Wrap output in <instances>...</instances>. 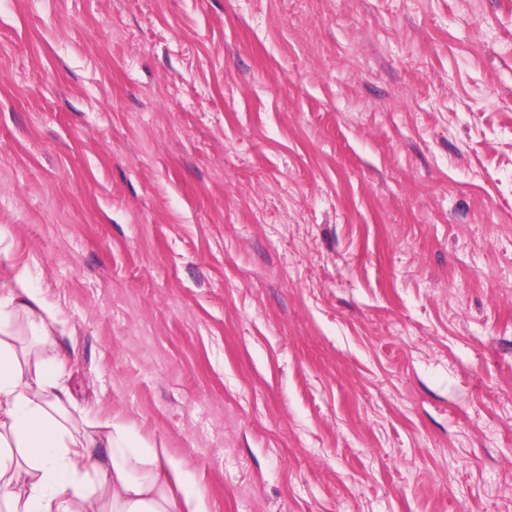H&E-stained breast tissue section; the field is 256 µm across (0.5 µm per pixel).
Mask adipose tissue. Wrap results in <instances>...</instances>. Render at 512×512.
Segmentation results:
<instances>
[{"mask_svg":"<svg viewBox=\"0 0 512 512\" xmlns=\"http://www.w3.org/2000/svg\"><path fill=\"white\" fill-rule=\"evenodd\" d=\"M18 310L40 343L57 325L25 274L0 282V512H204L166 449L131 452L107 421L92 433L76 426L64 359L46 371L17 353Z\"/></svg>","mask_w":512,"mask_h":512,"instance_id":"ef3b65f1","label":"adipose tissue"}]
</instances>
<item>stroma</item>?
<instances>
[{
  "label": "stroma",
  "instance_id": "1",
  "mask_svg": "<svg viewBox=\"0 0 512 512\" xmlns=\"http://www.w3.org/2000/svg\"><path fill=\"white\" fill-rule=\"evenodd\" d=\"M206 512H512V0H0V280Z\"/></svg>",
  "mask_w": 512,
  "mask_h": 512
}]
</instances>
